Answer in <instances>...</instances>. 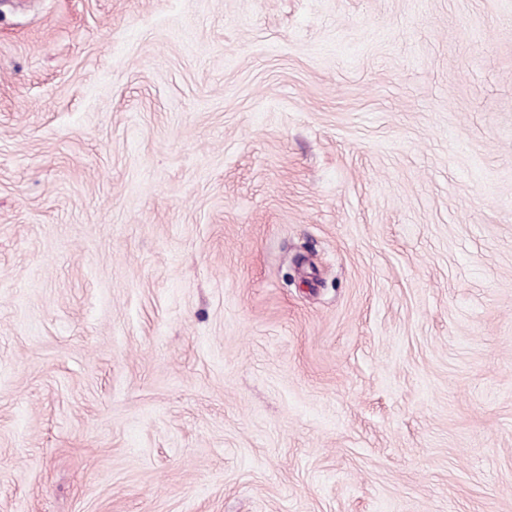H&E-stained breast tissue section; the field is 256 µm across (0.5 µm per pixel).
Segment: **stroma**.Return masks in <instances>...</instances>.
Listing matches in <instances>:
<instances>
[{"label":"stroma","mask_w":512,"mask_h":512,"mask_svg":"<svg viewBox=\"0 0 512 512\" xmlns=\"http://www.w3.org/2000/svg\"><path fill=\"white\" fill-rule=\"evenodd\" d=\"M0 512H512V0H0Z\"/></svg>","instance_id":"obj_1"}]
</instances>
